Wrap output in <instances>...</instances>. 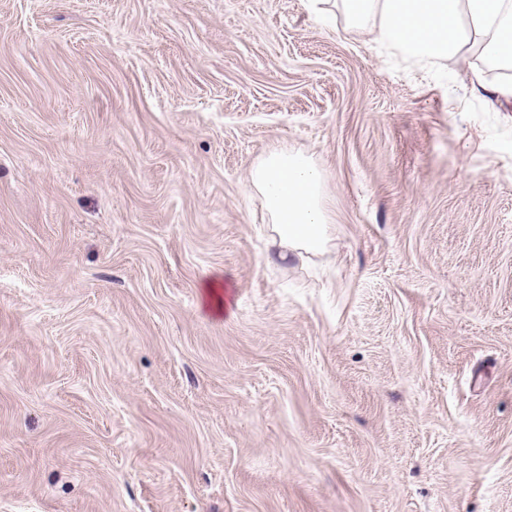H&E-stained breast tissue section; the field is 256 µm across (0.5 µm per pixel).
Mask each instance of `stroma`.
Here are the masks:
<instances>
[{"label": "stroma", "instance_id": "1", "mask_svg": "<svg viewBox=\"0 0 512 512\" xmlns=\"http://www.w3.org/2000/svg\"><path fill=\"white\" fill-rule=\"evenodd\" d=\"M477 73L306 0H0V512H512ZM275 147L322 171V255L273 260Z\"/></svg>", "mask_w": 512, "mask_h": 512}]
</instances>
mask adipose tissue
<instances>
[{
	"instance_id": "1",
	"label": "adipose tissue",
	"mask_w": 512,
	"mask_h": 512,
	"mask_svg": "<svg viewBox=\"0 0 512 512\" xmlns=\"http://www.w3.org/2000/svg\"><path fill=\"white\" fill-rule=\"evenodd\" d=\"M347 23L413 64L429 65L460 54L470 38L484 36L487 49L512 56V0H342ZM250 186L263 200L280 259L316 256L330 241L323 174L301 152L273 150L250 171Z\"/></svg>"
}]
</instances>
